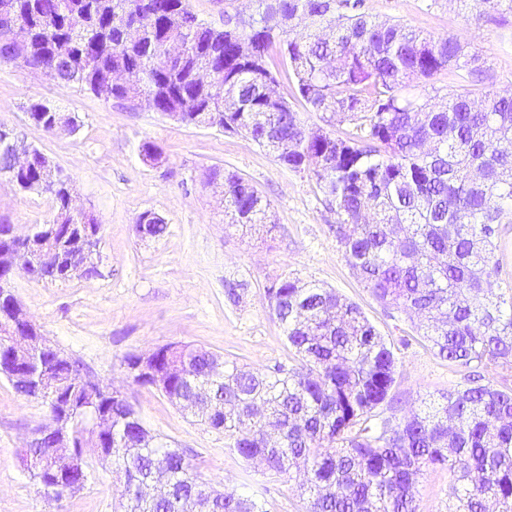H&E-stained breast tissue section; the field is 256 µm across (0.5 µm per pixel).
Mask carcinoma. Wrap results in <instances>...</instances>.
Instances as JSON below:
<instances>
[{
	"instance_id": "carcinoma-1",
	"label": "carcinoma",
	"mask_w": 512,
	"mask_h": 512,
	"mask_svg": "<svg viewBox=\"0 0 512 512\" xmlns=\"http://www.w3.org/2000/svg\"><path fill=\"white\" fill-rule=\"evenodd\" d=\"M477 26H505L512 0H457ZM29 28L26 44L9 31ZM172 42L183 46L166 55ZM279 57L295 82V97L327 113L309 127L292 102L271 97L267 58ZM38 68L43 76L195 125L233 124L277 160L311 167L334 207L336 241L347 263L386 309L420 318L416 325L437 356L468 370L431 411L402 424L376 409L395 382L396 359L361 308L335 291L297 278L267 287L298 365L264 375L183 344L147 357L160 390L182 411L224 434L228 447L266 469L307 473L306 512H417L415 485L426 467L453 477L448 512H512V389L485 372L512 366V286L495 289L502 216L512 210V96L485 85L482 55L454 37H434L402 22L379 20L365 0H265L259 18L231 16L224 29L200 20L186 0H0V65ZM224 84L213 93L198 78L203 67ZM446 71L452 85L433 103L409 83ZM133 72L127 85L108 77ZM341 104L345 111L335 110ZM50 118L27 114L50 131ZM348 122L344 138L330 127ZM29 191L50 194L52 220L40 224L46 248L64 253L51 268L42 249L17 272L32 280L99 275L98 232L91 219L68 215L70 179L38 150L31 166L13 171L0 152V175ZM224 211L235 224L271 223L270 203L241 176L224 175ZM166 231L152 215L144 238ZM14 241L0 227V276L12 275L4 254ZM0 326V377L11 379L15 352ZM76 361L47 336L28 361L47 376L41 401L64 412L67 440L40 449L28 463L38 479L67 466L98 437L96 420L112 415L106 445L123 472L125 512H266L252 495L219 491L198 479L186 452L152 434L117 398L90 396L74 374ZM212 388L199 414L181 404L185 366Z\"/></svg>"
}]
</instances>
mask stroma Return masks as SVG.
I'll return each instance as SVG.
<instances>
[{
    "label": "stroma",
    "instance_id": "obj_1",
    "mask_svg": "<svg viewBox=\"0 0 512 512\" xmlns=\"http://www.w3.org/2000/svg\"><path fill=\"white\" fill-rule=\"evenodd\" d=\"M199 18L215 26L225 15L250 16L259 0H188ZM380 19L404 21L436 37L471 44L489 60L491 90L512 91V26L475 27L455 0H366ZM50 102L75 118L76 133H49L27 110ZM0 128L15 131L68 174L77 201L98 218L100 276L66 281L17 278L14 291L30 319L69 357L104 385L125 392L146 427L185 449L198 478L219 490L259 498L267 512H306L302 472H270L227 448L223 434L186 416L157 388L133 381L132 354L179 342L205 347L244 369L265 373L291 365L292 352L273 315L270 281L296 277L331 288L357 304L396 358L395 383L381 416L402 422L436 406L463 380L462 369L438 358L401 315H390L345 261L336 241L335 211L308 170L279 164L248 136L183 125L146 109L104 101L75 86L28 69L0 65ZM159 146L158 161L139 147ZM236 173L271 204L270 224L230 223L221 184L211 172ZM53 209L49 195L16 190L0 177V214L17 233L42 223ZM163 218V236L143 240L137 217ZM237 285L230 303L227 285ZM48 411L20 397L0 378V512H122L123 476L95 451L93 475L75 495L59 501L41 492L22 463L33 431ZM448 471L426 470L416 486L418 512H448Z\"/></svg>",
    "mask_w": 512,
    "mask_h": 512
}]
</instances>
